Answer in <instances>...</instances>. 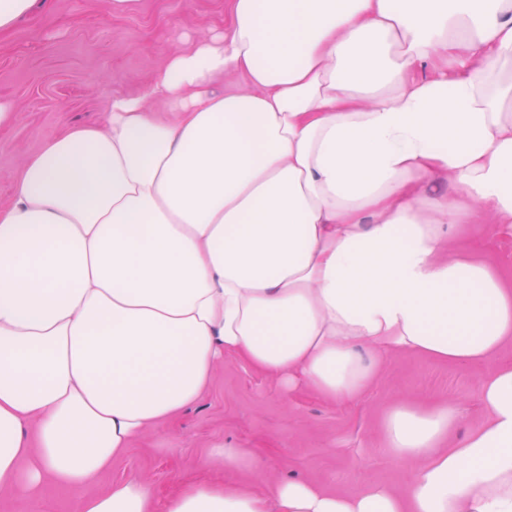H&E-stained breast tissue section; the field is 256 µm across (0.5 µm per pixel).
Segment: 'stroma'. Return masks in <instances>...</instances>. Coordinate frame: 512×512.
Here are the masks:
<instances>
[{"label": "stroma", "mask_w": 512, "mask_h": 512, "mask_svg": "<svg viewBox=\"0 0 512 512\" xmlns=\"http://www.w3.org/2000/svg\"><path fill=\"white\" fill-rule=\"evenodd\" d=\"M226 0H134L122 13L110 0H37L33 12L0 34V101L12 122L0 128V203L12 179L62 125L102 124L116 94L144 88L173 55L227 25ZM457 240L495 262L512 280V234L490 224H463ZM479 377L473 370L420 356L383 358L373 382L355 402L308 390L286 393L279 382L236 357H225L203 395L173 420L147 428L82 495L105 493L113 481L142 482L161 495L188 478L220 481L223 465L204 468L213 448L250 450L263 468L232 480L265 491L288 476L330 492L354 493L369 482L401 486L413 463L384 451L380 426L400 403L464 404L454 429L461 438L481 418ZM73 493L46 479L37 500L0 490V512H71Z\"/></svg>", "instance_id": "obj_1"}]
</instances>
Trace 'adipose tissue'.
Here are the masks:
<instances>
[{
    "label": "adipose tissue",
    "mask_w": 512,
    "mask_h": 512,
    "mask_svg": "<svg viewBox=\"0 0 512 512\" xmlns=\"http://www.w3.org/2000/svg\"><path fill=\"white\" fill-rule=\"evenodd\" d=\"M226 4V29L104 124L63 126L0 204V488L50 476L73 512H512V285L454 243L512 228V0ZM227 72L246 88L215 93ZM395 352L480 373L457 442L459 406L384 417L387 455L417 465L403 488L79 494L224 357L354 401Z\"/></svg>",
    "instance_id": "ef3b65f1"
}]
</instances>
